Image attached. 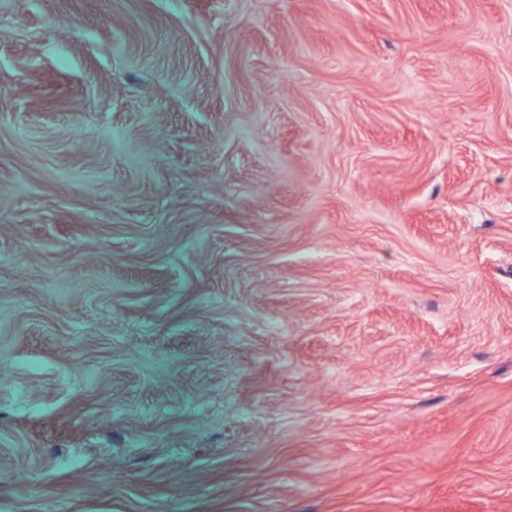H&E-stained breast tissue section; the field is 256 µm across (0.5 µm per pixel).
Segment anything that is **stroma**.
<instances>
[{
  "mask_svg": "<svg viewBox=\"0 0 512 512\" xmlns=\"http://www.w3.org/2000/svg\"><path fill=\"white\" fill-rule=\"evenodd\" d=\"M0 512H512V0H0Z\"/></svg>",
  "mask_w": 512,
  "mask_h": 512,
  "instance_id": "35a3bbf8",
  "label": "stroma"
}]
</instances>
